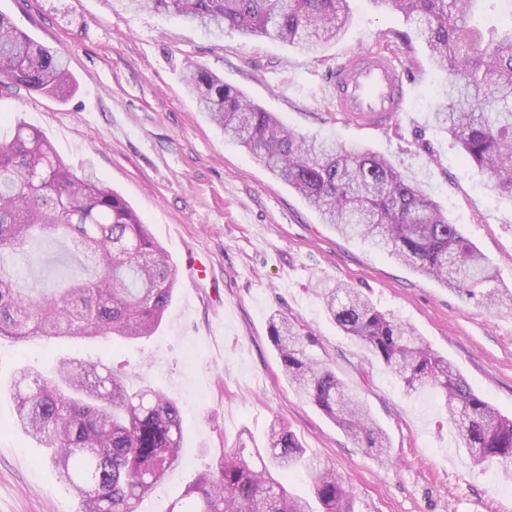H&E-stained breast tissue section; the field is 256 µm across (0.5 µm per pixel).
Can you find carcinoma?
I'll return each instance as SVG.
<instances>
[{"label": "carcinoma", "mask_w": 512, "mask_h": 512, "mask_svg": "<svg viewBox=\"0 0 512 512\" xmlns=\"http://www.w3.org/2000/svg\"><path fill=\"white\" fill-rule=\"evenodd\" d=\"M164 11L210 32L229 27L317 53L349 23L348 0H123ZM414 24L447 78L435 123L494 190L512 197V0H490L511 18L473 23L485 0H372ZM185 85L224 138L259 158L343 236L356 238L488 308L512 307V288L490 287L497 271L448 221L422 184L371 150H351L288 128L201 65ZM24 87L63 99L75 83L62 55L0 14V96ZM69 239L81 261L61 279L22 285L6 259ZM177 270L137 212L83 164L66 163L36 128L15 124L0 137V339L70 338L128 343L159 330L173 301ZM341 331L358 340L408 393H441L458 447L476 466L512 467V418L482 398L457 367L413 329L353 288L317 289ZM283 375L359 448L393 462L388 437L359 393L308 352L294 321L271 320ZM16 426L36 439L81 499V512H139L177 465L183 439L177 403L163 391L132 388L100 360L61 362L47 373L21 369L14 382ZM305 469L310 497L286 479ZM181 512H352L344 478L307 454L285 425L265 452L234 448L187 489Z\"/></svg>", "instance_id": "obj_1"}]
</instances>
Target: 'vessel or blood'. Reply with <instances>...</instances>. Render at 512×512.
I'll return each mask as SVG.
<instances>
[{
	"label": "vessel or blood",
	"instance_id": "vessel-or-blood-1",
	"mask_svg": "<svg viewBox=\"0 0 512 512\" xmlns=\"http://www.w3.org/2000/svg\"><path fill=\"white\" fill-rule=\"evenodd\" d=\"M408 84L404 63L380 49L344 53L328 77L335 110L372 127L403 111Z\"/></svg>",
	"mask_w": 512,
	"mask_h": 512
}]
</instances>
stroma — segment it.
<instances>
[{"instance_id":"1","label":"stroma","mask_w":512,"mask_h":512,"mask_svg":"<svg viewBox=\"0 0 512 512\" xmlns=\"http://www.w3.org/2000/svg\"><path fill=\"white\" fill-rule=\"evenodd\" d=\"M349 7L348 31L315 59L229 28L209 33L178 17L131 12L120 0H0V12L21 30L65 55L77 84L65 99L23 88L0 97V130L28 123L65 161L92 163L178 273L165 321L144 342L0 340V512H80L42 446L15 427L10 385L21 367L90 357L123 370L129 386L161 389L181 406L180 462L142 512H167L224 449L262 444L280 422L345 477L353 512H512V495L500 491L512 485V469L473 465L456 447L439 393L405 395L377 358L336 329L316 290L355 288L412 326L508 416L512 309H487L323 224L263 162L225 141L184 86L186 64L199 63L298 133L384 154L423 182L496 266L499 285L512 288V198L497 195L433 125L443 75L403 15L371 0ZM388 43L415 76L405 112L381 128L337 114L327 83L337 57ZM68 248L53 241L13 265L51 281L65 272ZM191 253L205 259L204 280L185 268ZM280 317L301 323L314 338L310 353L361 393L394 464L355 447L288 387L270 342V322Z\"/></svg>"}]
</instances>
